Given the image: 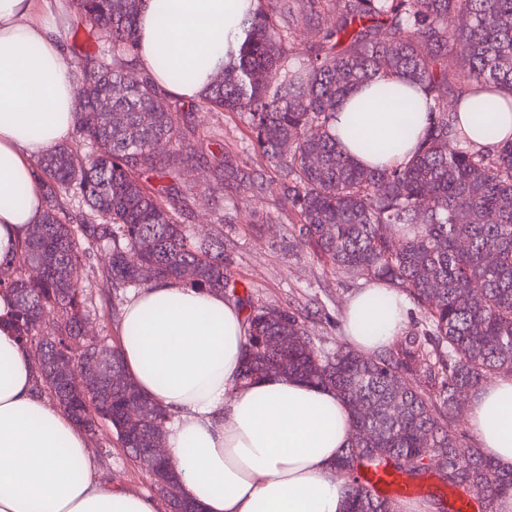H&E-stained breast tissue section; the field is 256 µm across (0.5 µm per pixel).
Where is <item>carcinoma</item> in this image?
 <instances>
[{
	"label": "carcinoma",
	"mask_w": 512,
	"mask_h": 512,
	"mask_svg": "<svg viewBox=\"0 0 512 512\" xmlns=\"http://www.w3.org/2000/svg\"><path fill=\"white\" fill-rule=\"evenodd\" d=\"M332 2L256 0L242 40L190 107L243 115L254 148L279 174L280 201L294 216L292 245L339 274L398 289L420 309L421 330L372 355L346 344L318 353L296 309L254 307L237 294L223 230L196 238L190 202L220 190L253 195L259 186L226 150L212 165L216 187L198 192L180 181L182 165L201 158L199 138L193 126H172L178 100L139 67L141 5L129 0H72L101 43L94 53L73 49L87 111L77 113L72 142L36 164L42 216L13 263L0 265V296L13 303L11 329L34 357L36 385L83 431L109 427L135 459L167 410L138 391L118 347L104 338L88 344L95 362L87 366L69 339L94 311L93 282L106 284L110 305L174 279L246 307L241 380L286 374L347 405L353 443L336 477L348 512H400L395 498L367 483L364 472L380 470L411 480L431 471L496 512L499 498L512 496V470L500 469L457 419L462 395L512 373V139L480 150L455 125L465 94L493 86L512 96V0H341L325 28L320 18ZM461 15L467 22L458 25ZM301 23L314 40L300 39ZM461 45L450 72L448 56ZM396 76L424 92L425 102L410 98L407 111L424 108L429 122L404 164L362 167L339 147L336 107L355 87ZM109 95L112 111H97ZM162 139L174 144L171 153L152 149ZM142 238L156 249L137 250ZM98 252L109 257L101 269L90 265ZM48 312L56 316L51 338L41 330ZM284 334L297 337L288 351L267 346ZM132 413L142 429L125 438ZM425 457L436 467L422 465ZM144 469L155 486L179 480L166 461Z\"/></svg>",
	"instance_id": "obj_1"
}]
</instances>
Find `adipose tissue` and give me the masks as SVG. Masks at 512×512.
Segmentation results:
<instances>
[{
	"label": "adipose tissue",
	"instance_id": "1",
	"mask_svg": "<svg viewBox=\"0 0 512 512\" xmlns=\"http://www.w3.org/2000/svg\"><path fill=\"white\" fill-rule=\"evenodd\" d=\"M244 0H146L137 19L139 59L175 98L201 96L242 36ZM68 0H0V261L14 257L43 210L35 159L73 137L76 85L59 24ZM460 128L490 149L512 134L500 94L464 100ZM488 115L487 135L471 113ZM427 112L404 97L358 89L336 114V131L359 163L397 166L417 150ZM25 188L27 202L14 193ZM0 297V512H157L153 496L113 483L85 433L41 392L31 358ZM404 294L373 282L345 310L348 344L375 354L406 324ZM244 312L222 294L179 282L133 292L122 307L118 348L141 392L164 406L166 453L185 498L202 512H347L334 474L352 440V417L335 392L286 376L240 383ZM482 450L512 469V375L473 396L467 414Z\"/></svg>",
	"mask_w": 512,
	"mask_h": 512
}]
</instances>
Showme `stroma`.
I'll list each match as a JSON object with an SVG mask.
<instances>
[{"label":"stroma","instance_id":"35a3bbf8","mask_svg":"<svg viewBox=\"0 0 512 512\" xmlns=\"http://www.w3.org/2000/svg\"><path fill=\"white\" fill-rule=\"evenodd\" d=\"M175 128L195 126L205 137L215 125H223L224 142L246 173L263 182L256 197L225 200L223 208L195 206L191 231L198 237L211 236L223 226L224 241L232 258V271L256 306L297 309L316 349L333 351L344 342L343 314L354 292L366 287L362 278L336 274L309 249H289L293 219L279 203V180L273 163L251 146L252 133L243 117L234 112L222 115L189 107L172 113ZM113 482L152 492L148 473L133 462L110 430H103L89 445Z\"/></svg>","mask_w":512,"mask_h":512}]
</instances>
